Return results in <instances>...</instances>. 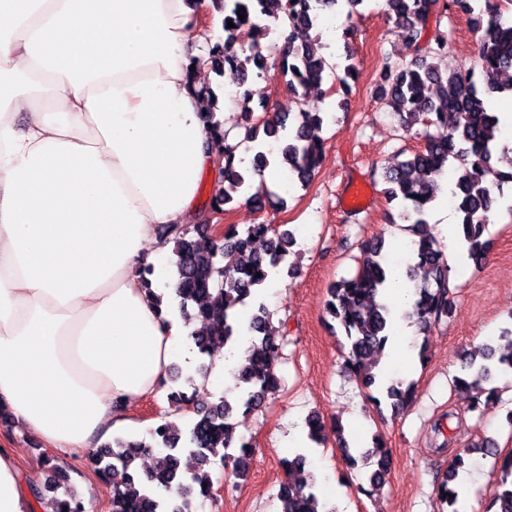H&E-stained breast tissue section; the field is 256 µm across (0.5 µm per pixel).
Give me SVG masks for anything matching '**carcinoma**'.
I'll list each match as a JSON object with an SVG mask.
<instances>
[{
    "label": "carcinoma",
    "mask_w": 512,
    "mask_h": 512,
    "mask_svg": "<svg viewBox=\"0 0 512 512\" xmlns=\"http://www.w3.org/2000/svg\"><path fill=\"white\" fill-rule=\"evenodd\" d=\"M344 1L354 10L364 0H230L224 10V39L210 47V62L216 72L228 64L249 75V65L256 56L240 58L235 45L241 38L259 44L258 36L277 34L263 23V17L282 18L288 23V36L282 59L288 60L284 75L288 87L322 84L325 58L319 54L320 40L315 33L323 13L331 12ZM388 14L403 28L415 51L424 56L410 61L394 59L385 62L375 85L380 103L392 109L405 127L424 128L447 123L448 136H426L423 147L384 173L390 199L400 206L399 216L415 227V239L408 244L409 261L405 276L411 283L412 305L403 312L422 334L448 320L455 311L450 299L448 261L426 220L428 210L438 199L440 178L454 169L456 176L455 209L460 216L466 257L474 268L485 263L489 241L484 239L490 212L496 207L495 182L486 179L487 163L494 159L507 161L509 171L496 173V182H512V156H500L501 148L494 132L500 131L497 113L491 98L496 93H512V81L502 83L497 76L512 71V0H385ZM456 4L468 16L469 27L477 36V58L474 66L441 68L427 61V56L448 54L450 35L438 33L427 37L431 17H440L450 4ZM245 19H239V15ZM234 27H228V22ZM324 113L312 107L299 113H270L258 122L244 125L246 140L258 145L260 136L280 143V164L288 169V181L308 185L323 161L325 147L319 135ZM212 143L224 148V197L212 202L219 210L251 188L252 177L270 165V152L256 151L252 168L239 170L233 162V150L223 146L225 135L218 125L209 129ZM163 242L172 245L173 265L177 273L175 300L181 314L208 327L195 332L190 339L201 356L209 354L210 341L218 337L232 350L247 339V362L231 370L238 397H225L210 407L194 406L184 394L170 395L174 411L192 409L194 418L185 427L162 416L161 421L140 439L116 437L92 454L96 473L111 485V512H186L193 496L202 501L212 495V468L231 466V475L247 476L253 456L252 444L237 436L234 417L239 408L251 411L260 407L275 392L279 379L275 372L285 336L272 323L270 313L258 292L269 273L278 274L293 243L289 231H280L271 224H252L240 232L234 226L216 239L201 230L197 236L179 226L160 229ZM264 240L261 251L253 250V239ZM385 238L379 237L363 246L356 273L329 285L326 313L344 333L346 367L354 375L368 400L376 406L387 402L397 414L408 404L414 384L390 380L378 370V357L390 339L393 310L384 301L389 273ZM461 373L454 378L456 386L471 394L470 409L480 410V398L495 396V389L486 387L498 371H512V349L497 354L489 343H479L460 355ZM310 440L324 444L326 432L336 434V445L345 461L357 465L362 460L372 466L368 476L370 487L380 489L389 475L390 454L382 437L374 435V447L355 456L344 437V429L335 420L325 421L319 413L307 420ZM289 478L279 486L277 498L285 508L282 512H318L315 477L306 472L307 456L296 453L283 460ZM466 465L457 455L438 483L440 498L451 512H457L458 494L450 484L457 480ZM44 488L33 492L37 503L46 493L54 494L53 512H85L82 500L73 492L55 495L58 489V466H50ZM191 476H186V473ZM492 505L495 512H512V482H501Z\"/></svg>",
    "instance_id": "1"
}]
</instances>
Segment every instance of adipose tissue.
Segmentation results:
<instances>
[{
    "mask_svg": "<svg viewBox=\"0 0 512 512\" xmlns=\"http://www.w3.org/2000/svg\"><path fill=\"white\" fill-rule=\"evenodd\" d=\"M210 5L0 0V407L52 449L91 447L193 362L157 229L190 222L224 164ZM32 508L0 450V512Z\"/></svg>",
    "mask_w": 512,
    "mask_h": 512,
    "instance_id": "obj_1",
    "label": "adipose tissue"
}]
</instances>
